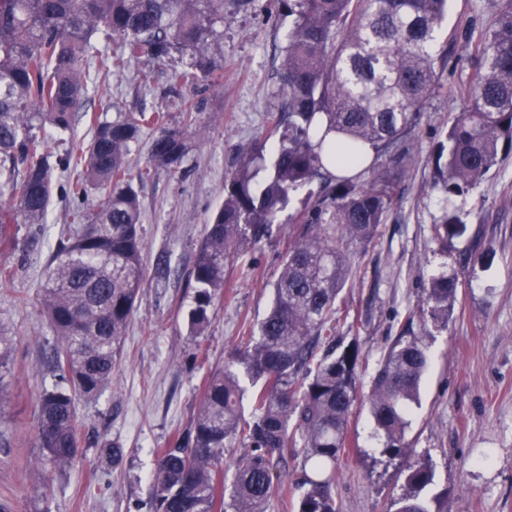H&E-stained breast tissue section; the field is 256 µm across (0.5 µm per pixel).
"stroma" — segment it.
<instances>
[{
    "label": "stroma",
    "instance_id": "stroma-1",
    "mask_svg": "<svg viewBox=\"0 0 512 512\" xmlns=\"http://www.w3.org/2000/svg\"><path fill=\"white\" fill-rule=\"evenodd\" d=\"M488 0H450L445 32L473 24L488 27ZM292 19L269 0L224 16V85L202 96L204 133L178 172L159 170L139 188L140 233L146 279L116 354L112 381L95 400L79 402L84 443L67 476L44 484L35 478L37 394L47 378L45 353L54 332L36 301L44 271L71 204L55 198L45 228L22 226L16 250L0 251V267L14 271L0 282V332L15 340L0 427L13 446L0 458V499L14 512H149L154 451L190 424L203 377L194 355L206 348L211 364H223L243 323L267 313L291 240L287 229L248 250L216 301L209 322L191 328L190 272L210 215L224 200V179L243 145L255 140L274 155L279 143L269 117L281 105L276 70ZM468 71L454 50L434 93L421 108L413 134L414 160L397 179L385 224L356 260V277L340 295L337 335L357 337L369 363H377L405 322L427 344L430 367L406 440L411 457L432 464L437 489L448 492V512H512V155L502 159L476 189L457 198L468 231L442 245L434 224L439 199L429 184L432 148L467 101L455 92ZM171 70L153 65L147 83L132 74L90 87V111L109 105V118L141 110L166 112L169 125L182 114L166 91ZM487 251L485 263L469 264L472 246ZM458 280L447 326H434L423 309L431 275ZM365 403L348 425L352 446L336 479L339 512H394L406 491L405 462L382 456L372 439ZM94 439L117 442L119 463L102 460ZM488 463H479L481 451Z\"/></svg>",
    "mask_w": 512,
    "mask_h": 512
}]
</instances>
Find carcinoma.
Here are the masks:
<instances>
[{"instance_id":"cac0c4a2","label":"carcinoma","mask_w":512,"mask_h":512,"mask_svg":"<svg viewBox=\"0 0 512 512\" xmlns=\"http://www.w3.org/2000/svg\"><path fill=\"white\" fill-rule=\"evenodd\" d=\"M292 17L278 71L282 104L271 116L279 148L265 184L264 145L243 149L224 180V202L206 226L192 277V327L209 322L214 300L248 247L281 223L292 197L314 181L304 207L288 214L293 244L274 285L273 303L222 367L208 370L190 428L156 450L152 512H336L337 467L348 442L365 355L358 338L336 335V302L385 223L395 175L412 161L420 108L448 68V48H471L458 87L465 111L433 147L431 189L443 207L434 225L443 246L467 225L454 198L481 184L512 152V0H497L492 24L443 37L448 0H272ZM247 0H0V249L16 244L20 224L40 225L55 186L73 202L75 228L48 263L39 304L55 340L51 381L36 399V461L42 479L64 475L79 453L76 405L112 381L117 345L146 277L135 184L158 169L179 170L202 129L203 92L224 76V9ZM181 61L173 97L182 124L160 111L109 120L85 110L90 65L108 83L140 63ZM83 114L86 142L49 150L52 128L70 132ZM154 128L148 162L133 169L130 145ZM93 190L104 198L87 211ZM458 282L446 274L425 288L427 313L448 322ZM10 338L0 336V400L10 373ZM428 366L422 338L401 333L370 376L369 411L384 456L404 458L412 405ZM252 391H247L245 383ZM250 394L252 417L242 412ZM99 454L117 463L123 448L103 440ZM240 448L226 486L224 451ZM301 469V494L288 502V463ZM424 462L407 466L408 489L395 512H448Z\"/></svg>"}]
</instances>
